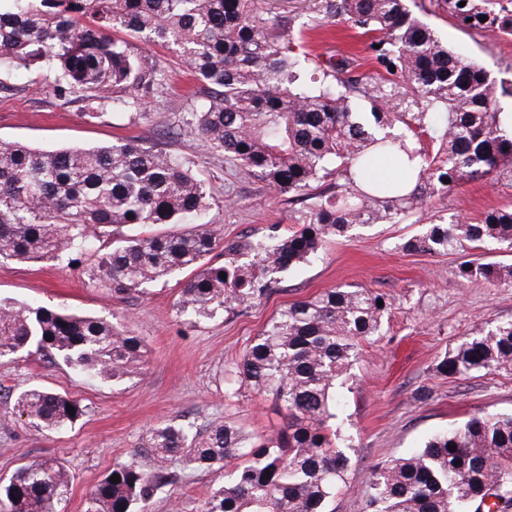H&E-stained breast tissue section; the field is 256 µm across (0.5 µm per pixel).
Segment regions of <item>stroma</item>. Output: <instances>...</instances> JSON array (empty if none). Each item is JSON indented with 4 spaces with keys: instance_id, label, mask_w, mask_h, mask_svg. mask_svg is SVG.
Here are the masks:
<instances>
[{
    "instance_id": "35a3bbf8",
    "label": "stroma",
    "mask_w": 512,
    "mask_h": 512,
    "mask_svg": "<svg viewBox=\"0 0 512 512\" xmlns=\"http://www.w3.org/2000/svg\"><path fill=\"white\" fill-rule=\"evenodd\" d=\"M323 0H258L264 19L292 18L308 28L304 48L323 58L354 57L360 73L376 69L363 38L342 18H326ZM413 15L428 24L452 49L486 67L497 84L512 89V0H490L495 28L477 30L451 13L445 0H409ZM153 53L165 69V86L147 105L128 114L105 110L86 117L79 94L55 90L42 70L0 75V140L39 149L103 146L131 138L194 161L214 204L209 212L224 246L212 261H227L223 249L235 246V259L250 260L248 246L286 236L299 216L264 180L207 150L185 124L196 87L189 68L163 48ZM512 204V182L473 180L399 224H377L352 237L328 240L319 257L279 275L267 294L196 320L179 312L182 275L116 293L91 273L83 260L68 267L50 262L0 261V298L20 305L72 308L103 318L142 339L145 364L140 374L110 384L79 374L40 354L0 359V394L42 386L79 401L85 413L57 432L30 427L12 410L0 409V477L21 465L56 458L72 476L59 512H84L87 494L113 465L136 460L144 468L162 459L144 448L148 430L162 423H190L200 429L229 423L246 434L269 438L285 423L272 397L239 384L229 374L233 363L265 324L289 304L343 285L363 286L388 302L378 335L362 341L346 389L336 405L334 427L349 445L346 482L330 501L331 512H364L371 469L423 448L434 435L481 413L512 412V368L466 377L445 376L436 367L443 354L462 340L512 321V282L462 280L460 263L476 260L512 264V251L494 244L448 254L402 251L401 243L436 218L474 219ZM218 473L200 470L175 489L158 494L150 512H202Z\"/></svg>"
}]
</instances>
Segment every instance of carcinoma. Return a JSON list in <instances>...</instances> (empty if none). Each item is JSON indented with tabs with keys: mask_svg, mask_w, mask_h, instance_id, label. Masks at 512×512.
<instances>
[{
	"mask_svg": "<svg viewBox=\"0 0 512 512\" xmlns=\"http://www.w3.org/2000/svg\"><path fill=\"white\" fill-rule=\"evenodd\" d=\"M255 2L0 0V70L51 73L59 90L86 94L94 118L108 107L137 110L163 88L164 70L150 49L164 46L201 84L190 131L288 201L307 202L299 228L256 244L248 262L207 264L221 237L199 222L211 203L188 159L134 140L62 150L1 141L0 258L71 264L94 251L92 241L110 237L112 250L98 268L113 291L189 270L180 310L210 319L262 295L329 238L399 224L465 181L512 182V129L503 125V98L512 93L412 16L408 0H325L326 16L344 18L369 41L385 73L368 76L352 57L314 60L288 38L271 42ZM460 2L450 0L462 19L486 15L476 0ZM117 30L129 38L111 36ZM391 76L409 89L417 111L394 112L378 94ZM381 159L399 177L378 175ZM180 224L194 229L136 232ZM486 242L512 249V205L475 222L436 220L401 249L446 254ZM456 275L511 282L512 265L467 261ZM381 299L346 285L294 302L234 363L243 383L286 410L276 439L255 442L228 423L203 433L159 425L145 447L169 465H115L87 496L85 512H148L155 495L203 469L224 478L203 512H328L349 462L329 425L337 384L360 341L380 330L388 307ZM30 347L50 363L114 383L144 365L142 340L100 318L65 303L30 309L0 299V357ZM508 367L512 322L478 332L437 365L460 376ZM13 408L48 432L84 414L78 401L38 386L19 392ZM112 475L120 482H110ZM70 487L61 461L25 464L0 480V512H54ZM366 494L365 512H512V414L475 415L374 467Z\"/></svg>",
	"mask_w": 512,
	"mask_h": 512,
	"instance_id": "1",
	"label": "carcinoma"
}]
</instances>
